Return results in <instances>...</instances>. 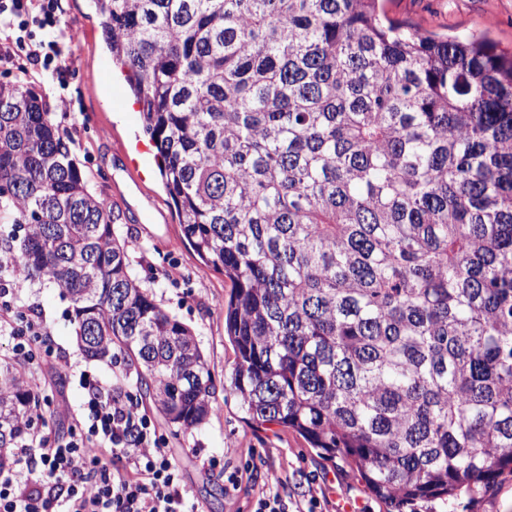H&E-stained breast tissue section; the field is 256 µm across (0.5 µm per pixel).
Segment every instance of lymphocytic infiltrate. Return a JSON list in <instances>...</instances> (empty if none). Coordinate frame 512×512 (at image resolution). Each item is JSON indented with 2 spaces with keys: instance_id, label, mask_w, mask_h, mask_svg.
I'll return each instance as SVG.
<instances>
[{
  "instance_id": "1",
  "label": "lymphocytic infiltrate",
  "mask_w": 512,
  "mask_h": 512,
  "mask_svg": "<svg viewBox=\"0 0 512 512\" xmlns=\"http://www.w3.org/2000/svg\"><path fill=\"white\" fill-rule=\"evenodd\" d=\"M56 25L55 0H0V27L15 34L0 47V61L19 50L34 63L59 57ZM38 29L43 38H35ZM0 327L14 336V353L27 360L49 336L36 316L9 317ZM83 388L70 439L33 429L14 454V470L0 471V512H200L146 408L96 380H84ZM116 457L124 459L122 469L113 468Z\"/></svg>"
}]
</instances>
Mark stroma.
<instances>
[{
    "label": "stroma",
    "instance_id": "1",
    "mask_svg": "<svg viewBox=\"0 0 512 512\" xmlns=\"http://www.w3.org/2000/svg\"><path fill=\"white\" fill-rule=\"evenodd\" d=\"M393 19L423 25L439 36H483L497 48L512 49V0H384ZM64 73L52 76L25 57L0 66V81L35 86L55 124L73 141L74 156L88 177L90 191L105 200L119 221L117 236L127 243L130 269L152 291L161 307L194 332L215 380L214 412L189 432L157 421L156 426L180 466L189 501L201 512H248L258 494L280 490L288 504L306 503L313 490L326 491V512H387L353 466L321 458L294 431L256 426L231 386L235 352L224 334V301L231 284L205 267L184 239L158 167L157 150L143 130L142 116L124 75L105 47L103 20L90 0H58ZM22 312L39 314L49 329L51 351H38L40 371L59 367L62 387L45 384L47 416L59 403L78 407L83 378L118 382L135 394V377L121 365L85 359L78 351L71 303L54 284L10 281ZM219 460L203 467L194 449ZM203 455V456H204ZM244 468L240 489L224 490V472ZM512 491V475L503 474L476 496L461 494L454 512H512L501 497Z\"/></svg>",
    "mask_w": 512,
    "mask_h": 512
}]
</instances>
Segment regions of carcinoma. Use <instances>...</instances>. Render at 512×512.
<instances>
[{
	"label": "carcinoma",
	"instance_id": "cac0c4a2",
	"mask_svg": "<svg viewBox=\"0 0 512 512\" xmlns=\"http://www.w3.org/2000/svg\"><path fill=\"white\" fill-rule=\"evenodd\" d=\"M377 0H93L182 232L229 279L250 420L353 464L389 512L512 474V55ZM111 210L25 83H0V275L47 278L79 350L192 430L216 385L133 276ZM0 358V448L41 392Z\"/></svg>",
	"mask_w": 512,
	"mask_h": 512
}]
</instances>
